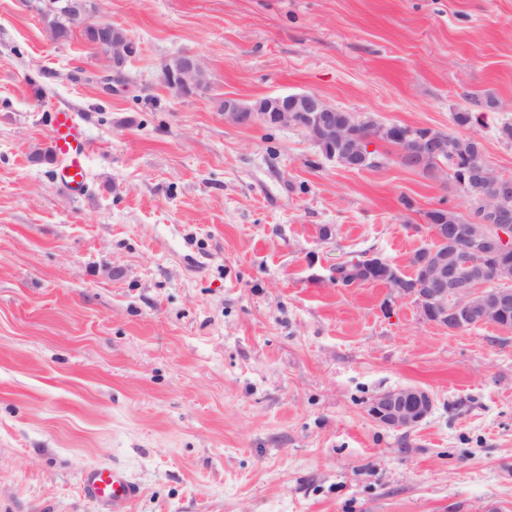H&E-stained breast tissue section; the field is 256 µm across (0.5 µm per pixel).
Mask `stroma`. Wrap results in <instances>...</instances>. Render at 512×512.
Returning <instances> with one entry per match:
<instances>
[{
	"label": "stroma",
	"mask_w": 512,
	"mask_h": 512,
	"mask_svg": "<svg viewBox=\"0 0 512 512\" xmlns=\"http://www.w3.org/2000/svg\"><path fill=\"white\" fill-rule=\"evenodd\" d=\"M137 53L121 82L81 35L0 0V512H102L81 477L125 469L130 512H512V328L451 332L353 255L411 274L447 175L347 169L292 128L226 124L224 97L312 91L383 124L464 133L512 177V0H102ZM192 51L211 84L161 80ZM493 108H485V98ZM84 124L82 196L48 114ZM476 113L460 129L456 112ZM332 229L330 238L320 226ZM427 389L410 431L369 402ZM371 259L368 255L353 256L337 269L336 284L344 287L363 284L366 282L385 281L377 278L372 270L368 267ZM361 281L356 283V279Z\"/></svg>",
	"instance_id": "stroma-1"
}]
</instances>
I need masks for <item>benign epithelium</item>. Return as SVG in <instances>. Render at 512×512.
<instances>
[{
	"label": "benign epithelium",
	"mask_w": 512,
	"mask_h": 512,
	"mask_svg": "<svg viewBox=\"0 0 512 512\" xmlns=\"http://www.w3.org/2000/svg\"><path fill=\"white\" fill-rule=\"evenodd\" d=\"M111 50L101 55L108 61L113 76L123 77L126 61L135 52L131 38L112 37ZM166 85L178 94L196 88L200 76L206 74L201 58L194 52H184L176 65L165 64ZM338 108L314 92L285 94L266 98L264 110L256 111L251 103L236 98L224 99V122L246 127L255 124L274 128L291 127L299 130L313 145L339 143L345 153L359 159L373 152L371 146L378 137L351 139L336 126ZM414 149L405 151L410 160L431 159L437 164L434 175L443 172L444 156L448 153V141L441 133L430 129L414 141ZM491 223L472 226L450 227L438 224L429 233L433 244L420 248L425 254L421 262L419 285L398 287L392 291V299L412 302L426 321L450 331H461L479 318L490 324L512 309V282L498 281V286L488 288L484 284L463 287L457 267L448 266V251L438 244L450 239L464 238L468 255L480 254L490 248L500 252H512V217L508 209L491 211ZM434 410L432 394L419 386L409 385L385 391L368 405L367 412L377 424L392 429H411L421 424Z\"/></svg>",
	"instance_id": "obj_1"
}]
</instances>
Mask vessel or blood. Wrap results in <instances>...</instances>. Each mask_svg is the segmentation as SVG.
I'll return each mask as SVG.
<instances>
[{
    "instance_id": "vessel-or-blood-1",
    "label": "vessel or blood",
    "mask_w": 512,
    "mask_h": 512,
    "mask_svg": "<svg viewBox=\"0 0 512 512\" xmlns=\"http://www.w3.org/2000/svg\"><path fill=\"white\" fill-rule=\"evenodd\" d=\"M49 148L58 161L56 176L64 190L83 195L87 186V160L93 144L73 112L57 109L49 115ZM85 496L105 512H129L140 495V486L124 471L105 465L82 477Z\"/></svg>"
}]
</instances>
